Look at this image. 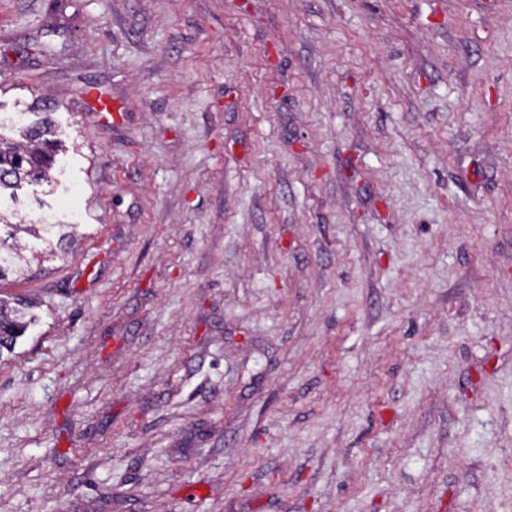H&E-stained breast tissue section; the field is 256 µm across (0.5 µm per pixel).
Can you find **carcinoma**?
I'll return each instance as SVG.
<instances>
[{"mask_svg": "<svg viewBox=\"0 0 512 512\" xmlns=\"http://www.w3.org/2000/svg\"><path fill=\"white\" fill-rule=\"evenodd\" d=\"M59 107L53 98L42 100L38 110L41 119L27 124L18 120L13 125V136L0 135V198L7 195L17 199L18 191L29 184H52L50 171L62 145L53 139L51 115ZM12 229L9 239L0 238V279L6 271H22L29 263L26 247L19 242L25 233L44 241V253L52 259L66 250L74 241L73 224H16L0 212V227ZM35 303L22 298L0 297V357L14 352L17 341L35 321Z\"/></svg>", "mask_w": 512, "mask_h": 512, "instance_id": "cac0c4a2", "label": "carcinoma"}]
</instances>
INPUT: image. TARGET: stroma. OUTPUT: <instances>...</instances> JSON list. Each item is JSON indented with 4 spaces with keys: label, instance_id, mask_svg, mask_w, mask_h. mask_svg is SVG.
<instances>
[{
    "label": "stroma",
    "instance_id": "35a3bbf8",
    "mask_svg": "<svg viewBox=\"0 0 512 512\" xmlns=\"http://www.w3.org/2000/svg\"><path fill=\"white\" fill-rule=\"evenodd\" d=\"M41 97L0 512H512V0H0Z\"/></svg>",
    "mask_w": 512,
    "mask_h": 512
}]
</instances>
